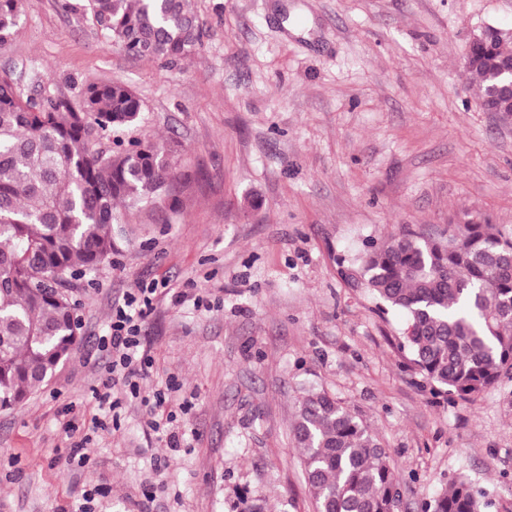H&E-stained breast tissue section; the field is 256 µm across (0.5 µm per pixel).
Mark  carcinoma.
<instances>
[{"label": "carcinoma", "mask_w": 512, "mask_h": 512, "mask_svg": "<svg viewBox=\"0 0 512 512\" xmlns=\"http://www.w3.org/2000/svg\"><path fill=\"white\" fill-rule=\"evenodd\" d=\"M126 53L172 64L198 53L203 32L191 0H61ZM0 0V46L21 15ZM470 42L466 70L478 101L512 60V29ZM141 101L121 80L88 84L79 101L23 98L0 74V410L24 402L81 341L67 277L93 271L115 251L117 207H173L183 177L165 143L123 139ZM116 134L103 149L96 140ZM356 285L405 315L400 350L449 398L472 402L512 379V231L464 215L434 237L404 226L365 251ZM316 512H397L400 484L368 426L323 388L302 389L291 429ZM464 480L425 503L424 512H482Z\"/></svg>", "instance_id": "1"}]
</instances>
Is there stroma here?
<instances>
[{
  "mask_svg": "<svg viewBox=\"0 0 512 512\" xmlns=\"http://www.w3.org/2000/svg\"><path fill=\"white\" fill-rule=\"evenodd\" d=\"M194 4L204 46L171 68L59 0H22L0 47L26 98L124 81L142 101L124 138L174 143L189 176L175 209L120 208L111 262L70 280L82 342L0 411V512H314L290 433L311 385L386 448L398 512L459 479L512 512V380L472 402L435 393L406 365L401 317L348 280L402 224L440 232L467 212L512 229V123L463 68L481 27L512 26V0ZM146 287L149 376L101 410L100 338Z\"/></svg>",
  "mask_w": 512,
  "mask_h": 512,
  "instance_id": "1",
  "label": "stroma"
}]
</instances>
